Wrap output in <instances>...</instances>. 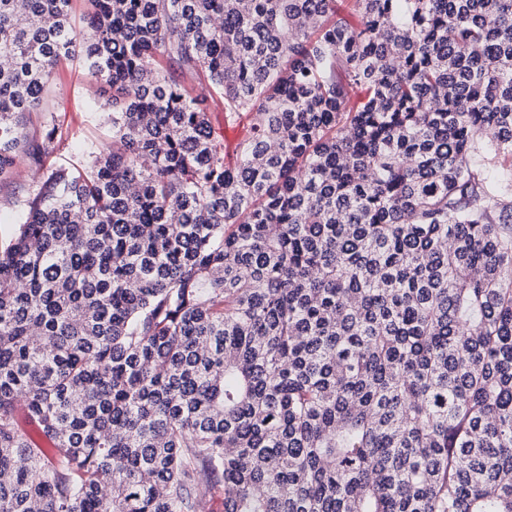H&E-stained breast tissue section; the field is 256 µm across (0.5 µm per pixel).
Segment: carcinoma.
Instances as JSON below:
<instances>
[{
  "label": "carcinoma",
  "instance_id": "carcinoma-1",
  "mask_svg": "<svg viewBox=\"0 0 512 512\" xmlns=\"http://www.w3.org/2000/svg\"><path fill=\"white\" fill-rule=\"evenodd\" d=\"M90 5L0 0V512H512V0ZM102 86L94 96L93 91L97 87L100 90L99 85L79 61L70 62L48 87L44 104L46 112H33L26 117L25 132L31 143L40 142L47 121L64 132L47 163L57 167L68 165L82 144L93 142L99 146L112 143V125L104 114L112 112V107L107 104H111L112 90ZM94 97L99 99L100 106L90 110L88 102ZM203 106L207 107L212 124L217 128H223L224 144L227 147V152L232 155L237 143L247 134L248 120L243 119L237 125L227 126L224 124V112L215 109L210 102ZM28 159L24 156L20 163L22 176L0 184V239L9 237L19 222L18 202L27 199L37 190V184L27 175Z\"/></svg>",
  "mask_w": 512,
  "mask_h": 512
}]
</instances>
